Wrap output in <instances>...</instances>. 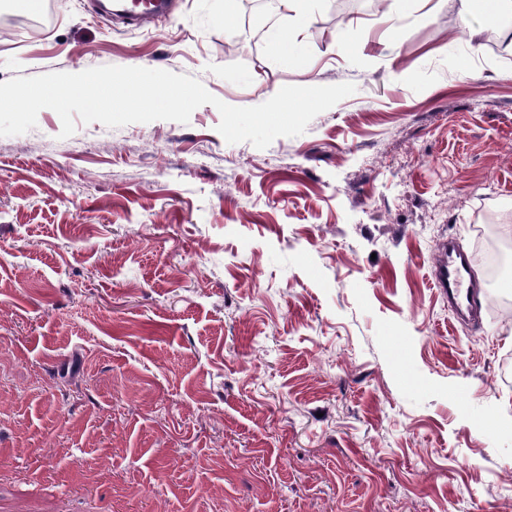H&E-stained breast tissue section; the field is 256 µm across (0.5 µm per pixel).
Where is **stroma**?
Instances as JSON below:
<instances>
[{
    "mask_svg": "<svg viewBox=\"0 0 512 512\" xmlns=\"http://www.w3.org/2000/svg\"><path fill=\"white\" fill-rule=\"evenodd\" d=\"M353 3L313 0L284 58L243 41L244 0L141 27L54 0L38 28L0 0V82L356 87L264 149L210 104L0 137V512H512V275L474 260L468 329L431 276L438 241L512 234V20L481 19L494 48L461 0Z\"/></svg>",
    "mask_w": 512,
    "mask_h": 512,
    "instance_id": "obj_1",
    "label": "stroma"
}]
</instances>
